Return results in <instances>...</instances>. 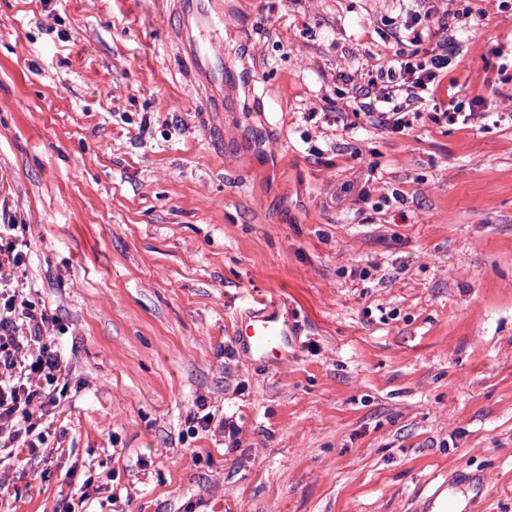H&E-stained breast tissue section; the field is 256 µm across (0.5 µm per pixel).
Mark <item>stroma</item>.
Listing matches in <instances>:
<instances>
[{"label": "stroma", "instance_id": "1", "mask_svg": "<svg viewBox=\"0 0 512 512\" xmlns=\"http://www.w3.org/2000/svg\"><path fill=\"white\" fill-rule=\"evenodd\" d=\"M434 6L487 11L444 83L500 120L353 110L398 0H222L251 77L220 88L176 0H0V221L67 379L43 444L0 460V512L87 479L114 499L75 512H412L458 469L512 512V67L485 68L512 0ZM258 298L298 327L285 365L233 340Z\"/></svg>", "mask_w": 512, "mask_h": 512}]
</instances>
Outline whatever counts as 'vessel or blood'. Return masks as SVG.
<instances>
[{"label":"vessel or blood","mask_w":512,"mask_h":512,"mask_svg":"<svg viewBox=\"0 0 512 512\" xmlns=\"http://www.w3.org/2000/svg\"><path fill=\"white\" fill-rule=\"evenodd\" d=\"M215 0H181V45L194 68L220 85L233 71L224 60V45L214 34L224 26V17L214 8ZM234 335L249 357L278 365L287 362L298 333L293 320L267 299H258L237 317ZM486 495L483 479L463 475L457 480L441 478L422 489L419 512H479Z\"/></svg>","instance_id":"1"}]
</instances>
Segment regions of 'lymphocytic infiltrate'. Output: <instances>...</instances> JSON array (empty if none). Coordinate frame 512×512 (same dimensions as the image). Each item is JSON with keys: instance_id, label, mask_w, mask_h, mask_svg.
Returning a JSON list of instances; mask_svg holds the SVG:
<instances>
[{"instance_id": "obj_1", "label": "lymphocytic infiltrate", "mask_w": 512, "mask_h": 512, "mask_svg": "<svg viewBox=\"0 0 512 512\" xmlns=\"http://www.w3.org/2000/svg\"><path fill=\"white\" fill-rule=\"evenodd\" d=\"M420 2L421 10H406L388 22L391 39L402 48L380 67L386 80L381 98L361 87L355 90L359 109L395 134L423 114L435 123L465 124L486 105L479 97L440 94L449 46L462 32L483 26L485 10H475L465 22L457 12L437 14L431 0ZM25 245L12 225L0 224V440L30 448L38 422L60 402L63 360L56 342L61 331L57 319L36 308L19 286Z\"/></svg>"}]
</instances>
